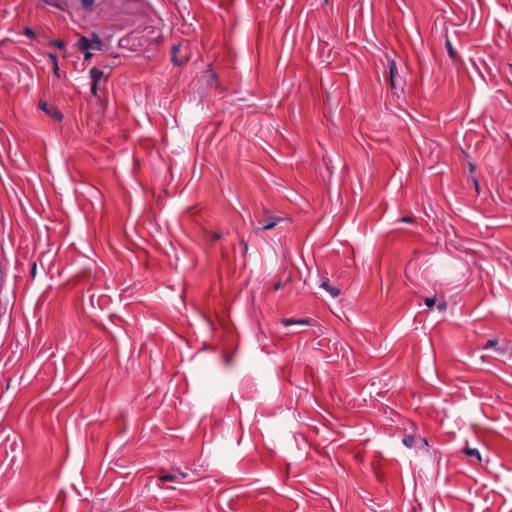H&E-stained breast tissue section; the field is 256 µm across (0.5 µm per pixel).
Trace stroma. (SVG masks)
I'll list each match as a JSON object with an SVG mask.
<instances>
[{
  "label": "stroma",
  "instance_id": "obj_1",
  "mask_svg": "<svg viewBox=\"0 0 512 512\" xmlns=\"http://www.w3.org/2000/svg\"><path fill=\"white\" fill-rule=\"evenodd\" d=\"M511 33L0 0V512H512Z\"/></svg>",
  "mask_w": 512,
  "mask_h": 512
}]
</instances>
